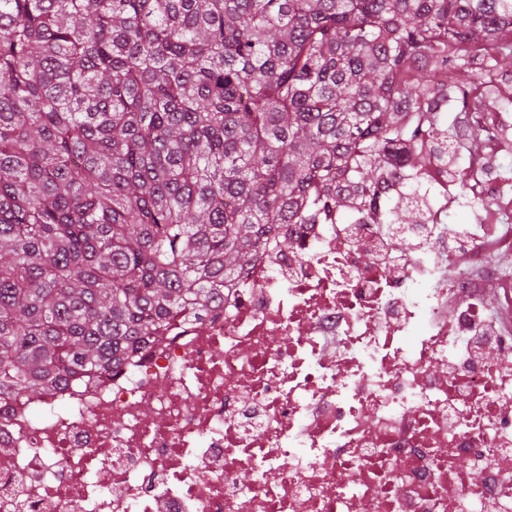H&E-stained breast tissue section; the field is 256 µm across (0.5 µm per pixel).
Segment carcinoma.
<instances>
[{
  "instance_id": "carcinoma-1",
  "label": "carcinoma",
  "mask_w": 512,
  "mask_h": 512,
  "mask_svg": "<svg viewBox=\"0 0 512 512\" xmlns=\"http://www.w3.org/2000/svg\"><path fill=\"white\" fill-rule=\"evenodd\" d=\"M512 0H0V405L224 305L286 224L426 223Z\"/></svg>"
}]
</instances>
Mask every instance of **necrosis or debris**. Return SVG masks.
<instances>
[{"instance_id":"obj_1","label":"necrosis or debris","mask_w":512,"mask_h":512,"mask_svg":"<svg viewBox=\"0 0 512 512\" xmlns=\"http://www.w3.org/2000/svg\"><path fill=\"white\" fill-rule=\"evenodd\" d=\"M471 177L492 203L427 225L450 242L434 267L393 263L412 226L292 224L294 251L267 244L204 328L1 405L0 512H512V336L473 361L490 334L474 272L512 205Z\"/></svg>"}]
</instances>
